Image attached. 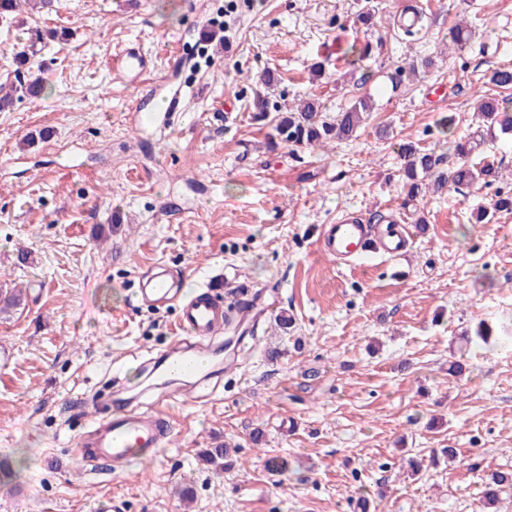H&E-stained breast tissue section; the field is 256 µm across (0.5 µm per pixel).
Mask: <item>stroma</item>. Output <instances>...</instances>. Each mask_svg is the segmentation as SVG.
<instances>
[{"instance_id": "stroma-1", "label": "stroma", "mask_w": 512, "mask_h": 512, "mask_svg": "<svg viewBox=\"0 0 512 512\" xmlns=\"http://www.w3.org/2000/svg\"><path fill=\"white\" fill-rule=\"evenodd\" d=\"M410 5L428 18L412 41L394 26ZM136 43L151 60L133 85L114 60ZM507 65L512 0H54L0 19V84L43 87L0 112V289L24 291L0 314V512H512V489L483 503L491 474L512 472V347L460 341L512 320V211L490 209L512 191V134L482 148L494 184L411 204L400 178L403 146L451 156L479 94L512 98L489 82ZM269 70L280 105L374 110L356 138L285 146L249 108ZM174 92L180 110L135 127V106ZM348 213L404 220L409 251L322 256L319 225ZM159 261L192 287L248 286L267 310L232 323L244 344L196 398L165 388L175 430L155 460L92 475L76 448L95 409L180 336L175 308L135 298ZM221 445L228 466L201 460Z\"/></svg>"}]
</instances>
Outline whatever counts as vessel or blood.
I'll return each instance as SVG.
<instances>
[{"label": "vessel or blood", "mask_w": 512, "mask_h": 512, "mask_svg": "<svg viewBox=\"0 0 512 512\" xmlns=\"http://www.w3.org/2000/svg\"><path fill=\"white\" fill-rule=\"evenodd\" d=\"M118 62L125 74L138 77L147 69L149 59L143 49L132 46L119 56ZM408 236V228L379 232L350 215L337 223L321 225L318 247L326 256L348 261L361 257L364 243L370 240L386 253L401 252L407 246ZM184 283L183 274L158 262L142 273L137 297L151 307H177L178 325L184 336L175 354L167 355L158 371L162 376L188 381L204 372L214 356V340L223 331L227 315L222 291L207 286L189 294ZM163 405L159 399L146 411L129 404L118 411L99 414L78 442L77 457L81 464L122 473L132 461L155 457L157 448L173 432Z\"/></svg>", "instance_id": "1"}]
</instances>
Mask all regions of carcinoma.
Instances as JSON below:
<instances>
[{"label": "carcinoma", "mask_w": 512, "mask_h": 512, "mask_svg": "<svg viewBox=\"0 0 512 512\" xmlns=\"http://www.w3.org/2000/svg\"><path fill=\"white\" fill-rule=\"evenodd\" d=\"M40 90L41 85L35 80L8 88L0 86V111L11 107L15 97L31 95ZM373 105L370 97H361L331 120L321 115L319 99L309 96L278 112L273 119V137L291 147H316L331 140H347L363 125L364 115L373 110ZM477 111L486 123L487 133L492 134L497 130L503 134L512 133L511 98L483 97ZM480 145L481 140L476 137L457 141L455 153L460 158V164L448 173L441 170L442 158L434 152L414 145L404 147L403 178L407 195L414 199L431 190L441 191L450 184L459 189L497 180L499 169L494 163L486 162L479 166L469 163L470 155ZM511 485V474L492 475L484 493L485 503H494L501 489Z\"/></svg>", "instance_id": "obj_1"}]
</instances>
